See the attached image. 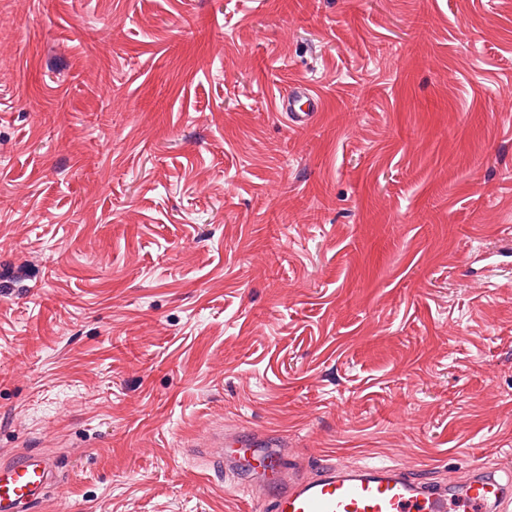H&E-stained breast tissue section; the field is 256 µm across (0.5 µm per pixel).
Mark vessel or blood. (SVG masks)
<instances>
[{
    "mask_svg": "<svg viewBox=\"0 0 512 512\" xmlns=\"http://www.w3.org/2000/svg\"><path fill=\"white\" fill-rule=\"evenodd\" d=\"M291 128L314 123L322 98L293 84L279 97ZM211 466L236 469L248 458L252 476L261 477L258 498L271 512H503L511 500L503 496L495 472L477 467L459 481L454 492L413 477L385 462L359 466L324 465L307 474L302 465L281 450L278 434L246 429L220 434L208 441ZM53 483V464L38 453L0 462V512H34Z\"/></svg>",
    "mask_w": 512,
    "mask_h": 512,
    "instance_id": "obj_1",
    "label": "vessel or blood"
}]
</instances>
